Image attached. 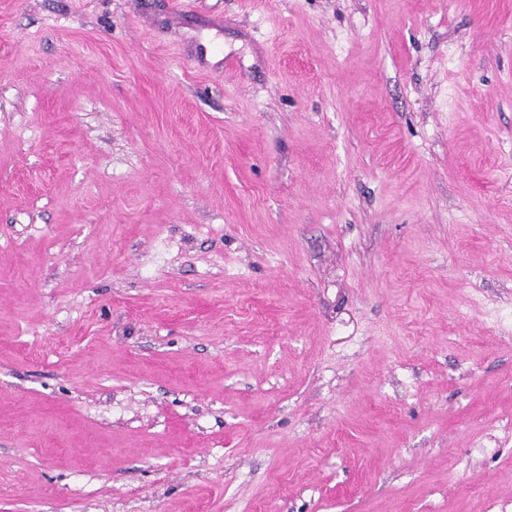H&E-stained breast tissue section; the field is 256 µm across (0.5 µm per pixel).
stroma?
Segmentation results:
<instances>
[{
  "label": "stroma",
  "mask_w": 512,
  "mask_h": 512,
  "mask_svg": "<svg viewBox=\"0 0 512 512\" xmlns=\"http://www.w3.org/2000/svg\"><path fill=\"white\" fill-rule=\"evenodd\" d=\"M0 512H512V0H0Z\"/></svg>",
  "instance_id": "stroma-1"
}]
</instances>
